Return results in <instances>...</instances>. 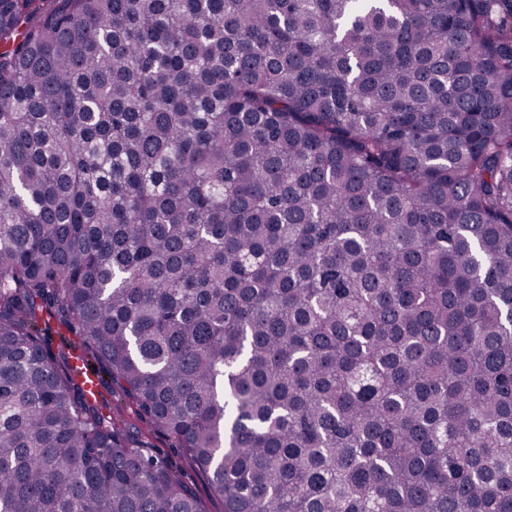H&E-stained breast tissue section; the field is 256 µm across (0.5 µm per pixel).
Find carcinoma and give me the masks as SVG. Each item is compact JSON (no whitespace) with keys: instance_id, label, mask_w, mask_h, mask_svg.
<instances>
[{"instance_id":"cac0c4a2","label":"carcinoma","mask_w":512,"mask_h":512,"mask_svg":"<svg viewBox=\"0 0 512 512\" xmlns=\"http://www.w3.org/2000/svg\"><path fill=\"white\" fill-rule=\"evenodd\" d=\"M512 512V0H0V512ZM41 337L46 347L54 353L58 351L72 352L74 348L78 349L80 345V336H76L66 327L59 325L55 320L41 324ZM100 391L104 396L103 412L112 417L125 419L134 424L138 430H142L143 443L154 453L161 454L173 462V470L180 475L193 488L201 499L207 512H223V502L211 496L210 485L205 474L200 472L180 449L172 448L169 438L155 431H147L146 425L138 420L134 407L122 396L119 389L113 387L110 379L103 373ZM113 391V392H112Z\"/></svg>"}]
</instances>
